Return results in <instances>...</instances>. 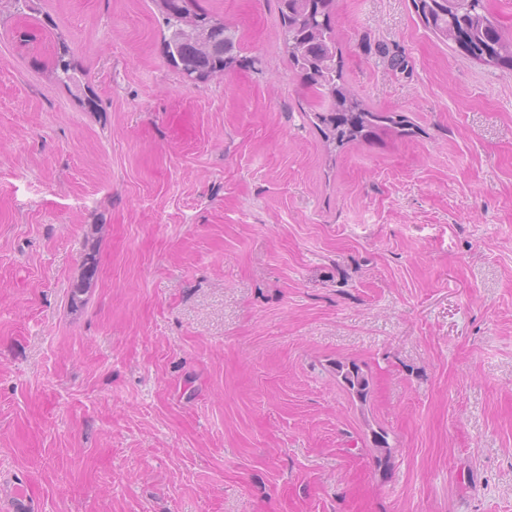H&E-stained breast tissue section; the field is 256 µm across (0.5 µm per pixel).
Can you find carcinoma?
<instances>
[{
  "label": "carcinoma",
  "mask_w": 512,
  "mask_h": 512,
  "mask_svg": "<svg viewBox=\"0 0 512 512\" xmlns=\"http://www.w3.org/2000/svg\"><path fill=\"white\" fill-rule=\"evenodd\" d=\"M160 11L166 38L167 62L191 81L221 75L238 62L235 42L224 19L211 16L200 0H153ZM281 35L289 63L315 99L312 116L324 138L337 146L367 140L381 133L405 137L409 124L393 112L362 103L344 80L336 62L335 0H278ZM423 25L442 43L468 57L512 69V39L503 37L497 17L486 0H413ZM55 77L79 85L71 63L59 59ZM84 277L72 290L70 302L91 287L97 272L93 249L83 255ZM338 376L348 390L364 400L369 379L356 364L340 363Z\"/></svg>",
  "instance_id": "cac0c4a2"
}]
</instances>
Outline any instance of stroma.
Instances as JSON below:
<instances>
[{
    "instance_id": "35a3bbf8",
    "label": "stroma",
    "mask_w": 512,
    "mask_h": 512,
    "mask_svg": "<svg viewBox=\"0 0 512 512\" xmlns=\"http://www.w3.org/2000/svg\"><path fill=\"white\" fill-rule=\"evenodd\" d=\"M201 3L239 62L197 83L153 0L0 5V512H512V72L336 0L413 133L335 148L278 0ZM97 254L94 249H90L83 255L84 277L72 290L70 302L75 304L91 287L97 272ZM336 370L348 390L358 398L366 400L370 383L363 370L354 363H340Z\"/></svg>"
}]
</instances>
